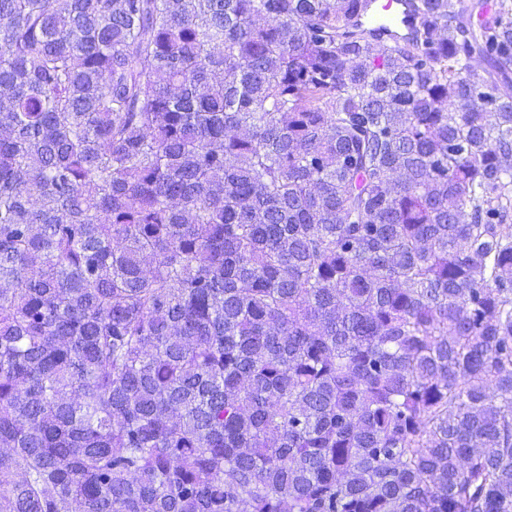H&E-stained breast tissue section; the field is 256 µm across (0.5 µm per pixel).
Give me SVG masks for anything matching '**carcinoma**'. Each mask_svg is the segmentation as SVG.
Returning <instances> with one entry per match:
<instances>
[{
  "mask_svg": "<svg viewBox=\"0 0 512 512\" xmlns=\"http://www.w3.org/2000/svg\"><path fill=\"white\" fill-rule=\"evenodd\" d=\"M368 6L0 0V512H512V3ZM370 25L379 22L399 26L405 29L412 28L415 24V17L411 13L408 0H389L381 6L379 11L367 17Z\"/></svg>",
  "mask_w": 512,
  "mask_h": 512,
  "instance_id": "obj_1",
  "label": "carcinoma"
}]
</instances>
